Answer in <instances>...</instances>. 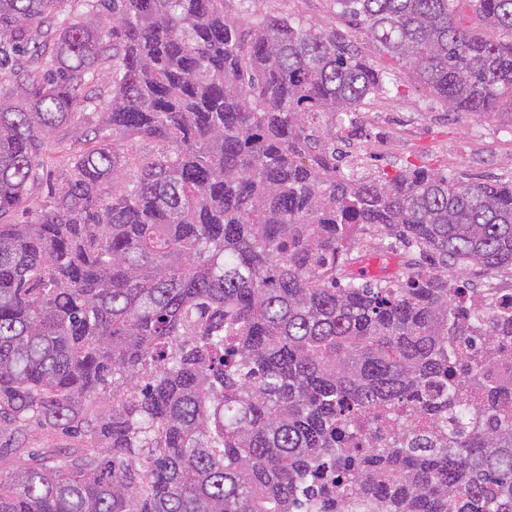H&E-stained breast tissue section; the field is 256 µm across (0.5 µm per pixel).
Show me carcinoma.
I'll return each mask as SVG.
<instances>
[{"label": "carcinoma", "instance_id": "cac0c4a2", "mask_svg": "<svg viewBox=\"0 0 512 512\" xmlns=\"http://www.w3.org/2000/svg\"><path fill=\"white\" fill-rule=\"evenodd\" d=\"M335 3L448 109L512 124V0ZM390 92L224 0H0V438L83 431L112 390L98 450L0 480V512H512V307L458 305L512 270V179L344 173L319 116ZM90 106L112 134L8 222ZM136 137L162 147L129 175ZM353 224L431 267L367 280Z\"/></svg>", "mask_w": 512, "mask_h": 512}]
</instances>
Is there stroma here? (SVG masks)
Listing matches in <instances>:
<instances>
[{"label":"stroma","instance_id":"35a3bbf8","mask_svg":"<svg viewBox=\"0 0 512 512\" xmlns=\"http://www.w3.org/2000/svg\"><path fill=\"white\" fill-rule=\"evenodd\" d=\"M224 12L244 23L255 13L300 19L305 26L361 53L376 69L395 75L399 89L388 98L341 116L322 114L320 127L334 133L333 144L344 169L393 175L402 169L423 168L469 182L512 177V127L496 116L448 111L429 90L414 82L408 66L381 55L358 28L340 16L334 0H224ZM99 119V113L84 110L75 114L73 129L46 136L39 179L30 190L26 208L11 214L12 223L31 220L32 210L50 203L74 156L85 146L76 130L98 124ZM349 234L360 246V265L371 276L392 274L399 262L409 258L401 250L385 258L372 230L356 226ZM15 436V445L0 447V477L4 479L36 463L62 459L68 452H89L91 446L90 435L73 437L33 423L16 430Z\"/></svg>","mask_w":512,"mask_h":512}]
</instances>
